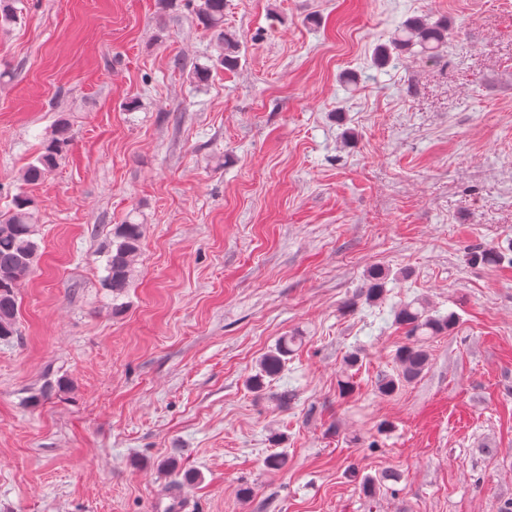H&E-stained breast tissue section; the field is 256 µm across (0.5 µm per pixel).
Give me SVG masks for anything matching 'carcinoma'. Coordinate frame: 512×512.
Segmentation results:
<instances>
[{"label": "carcinoma", "instance_id": "obj_1", "mask_svg": "<svg viewBox=\"0 0 512 512\" xmlns=\"http://www.w3.org/2000/svg\"><path fill=\"white\" fill-rule=\"evenodd\" d=\"M197 19L205 28L219 32L224 40V56L220 57L219 65L228 67L236 64L241 45L235 35L224 32V0H201ZM447 43L448 27L443 23L410 17L399 27L393 48L401 51L417 46L421 55L434 59ZM70 144V127L66 120L59 119L51 130L44 150L22 171V181L29 185L43 181L56 168ZM38 232L35 206L30 198L19 195L14 199L12 209L0 213V339L16 333L19 311L17 285L33 271L36 264ZM142 243L143 225L139 223L128 219L113 229L112 243L105 252L104 277V284L112 294L119 296L130 287ZM394 319L396 324L406 329V335L412 342L396 351L399 373L395 376L383 375L378 379V390L385 395L394 393L401 383L417 379L429 363L425 340L447 332L456 324L454 315L431 311L424 304L414 301L400 306L395 311ZM297 343L295 336L279 338L275 347L260 360L258 371L248 378V387L259 392L277 379Z\"/></svg>", "mask_w": 512, "mask_h": 512}]
</instances>
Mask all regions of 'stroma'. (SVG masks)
Returning a JSON list of instances; mask_svg holds the SVG:
<instances>
[{
  "mask_svg": "<svg viewBox=\"0 0 512 512\" xmlns=\"http://www.w3.org/2000/svg\"><path fill=\"white\" fill-rule=\"evenodd\" d=\"M19 6L0 211L32 197L40 250L0 340V512H512V0H226L242 50L204 83L192 0ZM412 16L447 20L441 57L378 65ZM61 116L65 159L25 184ZM417 299L457 323L383 395ZM282 336L283 411L246 385ZM143 224L130 218L116 224L112 243L105 252L106 275L104 284L115 296L122 295L130 287L135 267L142 252Z\"/></svg>",
  "mask_w": 512,
  "mask_h": 512,
  "instance_id": "obj_1",
  "label": "stroma"
}]
</instances>
